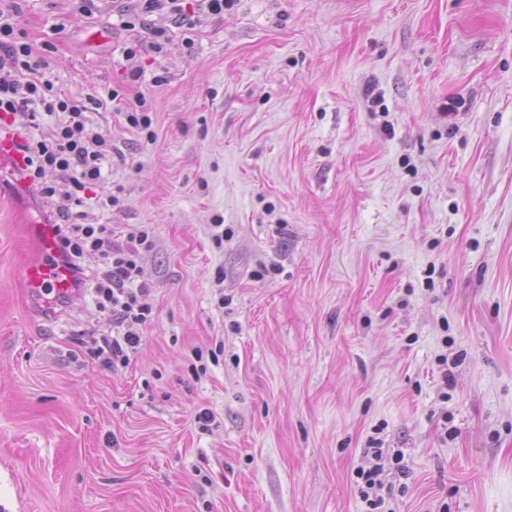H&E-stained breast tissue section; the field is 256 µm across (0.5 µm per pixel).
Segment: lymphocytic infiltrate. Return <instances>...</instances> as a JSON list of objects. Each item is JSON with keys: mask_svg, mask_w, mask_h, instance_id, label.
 <instances>
[{"mask_svg": "<svg viewBox=\"0 0 512 512\" xmlns=\"http://www.w3.org/2000/svg\"><path fill=\"white\" fill-rule=\"evenodd\" d=\"M235 0H112V13L121 29L148 31L145 41H134L123 50L125 76L139 81L144 75L145 55L164 56L171 42V28L194 29L200 18L223 15ZM168 18L169 27L153 26L151 18ZM53 43L41 47L26 40L19 26L18 11H0V113L20 129L38 127L43 116H56V123L41 138L23 144L26 177L43 196L55 193V182L70 184L66 205L54 231L60 256L76 291L91 292L97 309L112 320V333L92 340L90 355L101 366H127L137 350L152 314L151 290L140 281L139 260L155 245L153 231L134 225L118 232L108 224H92L82 207L92 188L102 181L101 166L115 148L111 138L95 126L88 115V102L61 95L47 77L46 55ZM97 253L100 268L88 272L87 253Z\"/></svg>", "mask_w": 512, "mask_h": 512, "instance_id": "f902f5d3", "label": "lymphocytic infiltrate"}]
</instances>
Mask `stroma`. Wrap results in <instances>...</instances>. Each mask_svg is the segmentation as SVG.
<instances>
[{
	"label": "stroma",
	"instance_id": "35a3bbf8",
	"mask_svg": "<svg viewBox=\"0 0 512 512\" xmlns=\"http://www.w3.org/2000/svg\"><path fill=\"white\" fill-rule=\"evenodd\" d=\"M19 5L118 149L89 216L156 245L143 341L101 367L92 300L22 279L68 185L0 191V504L365 512L379 448L385 512H512V0H236L132 86L111 12ZM125 121L132 127L138 128L143 132H146L147 139H153L152 117L150 116V107L147 103L146 98L143 95H136L133 98V103L126 107V111L123 112Z\"/></svg>",
	"mask_w": 512,
	"mask_h": 512
}]
</instances>
